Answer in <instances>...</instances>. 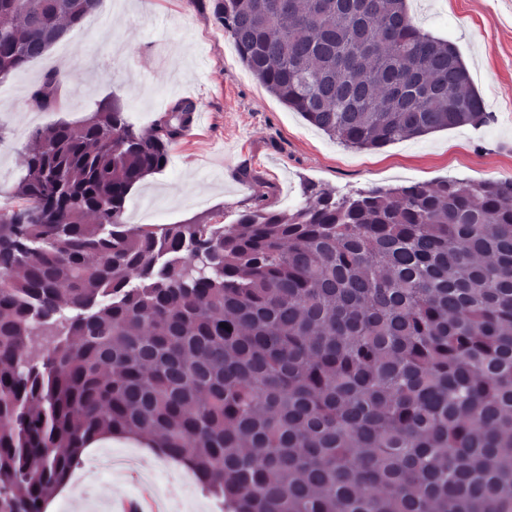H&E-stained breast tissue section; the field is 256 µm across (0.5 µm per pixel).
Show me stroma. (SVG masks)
Returning a JSON list of instances; mask_svg holds the SVG:
<instances>
[{"label": "stroma", "mask_w": 512, "mask_h": 512, "mask_svg": "<svg viewBox=\"0 0 512 512\" xmlns=\"http://www.w3.org/2000/svg\"><path fill=\"white\" fill-rule=\"evenodd\" d=\"M413 23L456 44L492 122L356 151L330 139L289 110L251 74L215 22L214 0H102L92 18L44 56L0 82V204L15 206L14 188L36 128L64 118L79 122L100 100L118 96L128 121L150 128L176 99L195 100L208 116L170 148V162L134 192L157 207L159 224L216 212L221 222L263 207L285 211L304 202L305 187L353 193L446 178H512V0H407ZM50 72L66 73L63 113L28 103ZM138 472L101 473L89 500L72 488L49 512L111 507L122 499L156 498L164 512H218L213 498L146 440Z\"/></svg>", "instance_id": "1"}]
</instances>
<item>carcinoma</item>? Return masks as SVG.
<instances>
[{
    "label": "carcinoma",
    "instance_id": "1",
    "mask_svg": "<svg viewBox=\"0 0 512 512\" xmlns=\"http://www.w3.org/2000/svg\"><path fill=\"white\" fill-rule=\"evenodd\" d=\"M100 0H0V82ZM252 75L348 148L492 119L407 0H217ZM53 73L32 107L63 111ZM196 103L35 129L0 208V512H44L102 438H147L227 512H512V179L233 224L126 220Z\"/></svg>",
    "mask_w": 512,
    "mask_h": 512
}]
</instances>
